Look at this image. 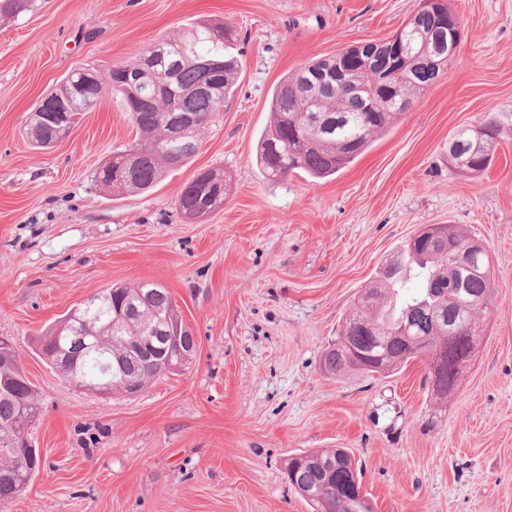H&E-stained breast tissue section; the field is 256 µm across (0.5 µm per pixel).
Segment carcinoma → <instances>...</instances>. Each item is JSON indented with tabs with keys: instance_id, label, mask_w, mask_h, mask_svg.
I'll list each match as a JSON object with an SVG mask.
<instances>
[{
	"instance_id": "obj_1",
	"label": "carcinoma",
	"mask_w": 512,
	"mask_h": 512,
	"mask_svg": "<svg viewBox=\"0 0 512 512\" xmlns=\"http://www.w3.org/2000/svg\"><path fill=\"white\" fill-rule=\"evenodd\" d=\"M35 0H0V16L19 15L31 10ZM453 16L448 0H432L417 8L395 32L406 51L397 67L391 66V50L384 47L368 57V65L355 68L364 87L354 95L345 88L319 79L316 72L325 60L308 63L287 74L275 87L270 101L272 123L259 140L256 163L268 178H282L303 170L316 178L336 174L352 163L394 122L408 112L427 88L436 81L452 59L438 54V39L458 41L445 21ZM240 34L220 19H203L182 34L165 37L146 48L154 54L119 64L102 73L92 67L73 71L60 86L43 98L38 108L53 113L64 107L67 119L47 122L27 133L36 147L63 139L65 128L78 116L94 111L105 89L121 96L128 119L140 133V140L118 149L94 170V185L132 193L147 192L164 177L188 165L198 149V135L230 97L240 59L232 53ZM196 119L188 126L184 120ZM502 129L492 121L465 127L453 134L448 148L456 152L452 168L463 173H479L492 162L502 138ZM224 176L203 170L184 184L177 195V211L190 210L202 218L224 205ZM470 239L455 227L441 235L426 228L404 244L386 263L357 298L346 316L336 341L323 352L321 366L330 376L349 372L384 374L411 361L430 364L432 347L441 345V365L430 385V396L442 403L453 393L465 372L471 368L467 337L476 334L475 317L491 306L494 282L489 255L469 252ZM422 277L419 292L398 299L412 271ZM89 309L87 322H70L65 316L35 339V350L51 367H57V335L69 323L77 335L105 328L120 344L136 334H155L168 328V317L175 305L163 287L141 282L126 288H104L80 304ZM460 327V332L441 342L431 341L424 349L416 347L418 337L438 334L436 321ZM348 337L352 345L367 354L380 353L388 364L349 365L342 347ZM195 343L192 332L181 326V337L166 352L146 347L137 357L116 358L82 341L64 343L67 358L91 384L110 383L120 394L124 383L141 381L148 385L162 376L160 369L176 360ZM11 345L0 339V464L15 463L25 453L14 433L17 424L37 409L38 393L26 378ZM337 462V466L328 463ZM25 478L0 468V503L21 491L39 464ZM287 479L308 499L317 512H347V499L362 487L357 466L344 448L306 452L290 458Z\"/></svg>"
}]
</instances>
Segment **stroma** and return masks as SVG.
Wrapping results in <instances>:
<instances>
[{
    "instance_id": "obj_1",
    "label": "stroma",
    "mask_w": 512,
    "mask_h": 512,
    "mask_svg": "<svg viewBox=\"0 0 512 512\" xmlns=\"http://www.w3.org/2000/svg\"><path fill=\"white\" fill-rule=\"evenodd\" d=\"M458 50L422 99L336 175L270 180L253 159L270 94L308 61L390 37L419 0H35L0 18V338L39 392L27 430L42 465L0 512H313L292 455L344 448L374 512H512V0H448ZM204 18L237 27L236 88L186 167L151 192L90 180L137 132L104 96L48 150L30 113L72 70L107 71ZM505 136L492 165L448 164L460 128ZM203 169L223 207L189 223ZM482 241L495 283L474 363L447 403L425 363L341 378L321 358L354 299L423 227ZM150 281L197 340L182 371L139 395L69 384L34 340L100 289ZM225 194L224 175L214 170L200 171L180 189L176 201L177 211L181 215L183 209L190 210L203 218L224 205ZM192 212L184 213L186 221L195 222L198 219Z\"/></svg>"
}]
</instances>
